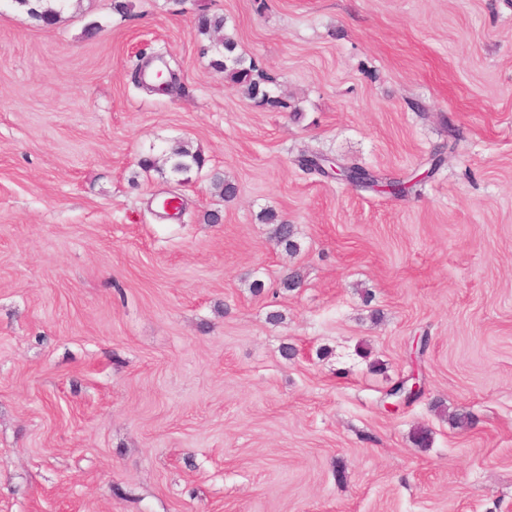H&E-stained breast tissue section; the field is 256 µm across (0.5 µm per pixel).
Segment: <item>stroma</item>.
<instances>
[{
  "mask_svg": "<svg viewBox=\"0 0 512 512\" xmlns=\"http://www.w3.org/2000/svg\"><path fill=\"white\" fill-rule=\"evenodd\" d=\"M128 3L0 8V512H512V0ZM203 10L280 107L214 70ZM160 53L168 94L134 80ZM179 141L201 171L161 168ZM8 2H11V4L14 7L23 6L20 10L26 11L28 9V5H30L31 0H7ZM49 1L46 2V6H43L41 11L37 10L36 8H30L27 10V14L35 19L36 21L42 23L43 25H53L56 24L61 16V12L64 9L66 3L69 0H52L54 1L52 4L50 3L51 0H45ZM263 220L267 224H275L274 235L280 244L284 245L290 252L297 251L298 245L295 240L296 229L294 224H288L287 220H284L273 211L267 212Z\"/></svg>",
  "mask_w": 512,
  "mask_h": 512,
  "instance_id": "stroma-1",
  "label": "stroma"
}]
</instances>
